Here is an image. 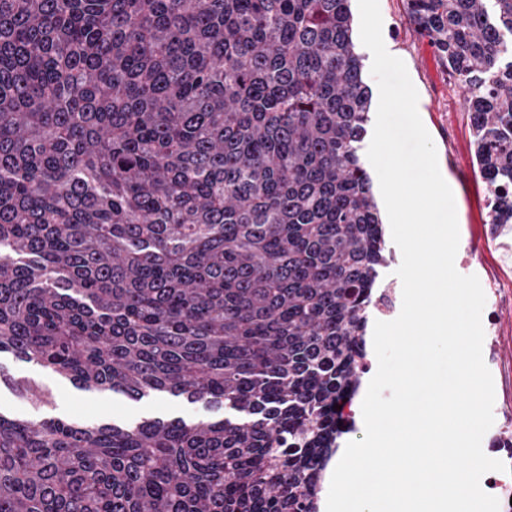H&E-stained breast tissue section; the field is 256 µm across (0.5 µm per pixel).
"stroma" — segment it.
Instances as JSON below:
<instances>
[{"label": "stroma", "mask_w": 512, "mask_h": 512, "mask_svg": "<svg viewBox=\"0 0 512 512\" xmlns=\"http://www.w3.org/2000/svg\"><path fill=\"white\" fill-rule=\"evenodd\" d=\"M383 40L387 51L406 65L418 92V112L437 150L439 168L448 175L454 194L459 247L457 271L477 276L486 296L485 308L495 323L484 328L483 359L495 389V425L512 418V224L488 222V199L475 159L474 131L464 101V90L450 77L426 38L421 37L403 0H379ZM29 378L54 395V403L38 406L18 396L0 381V413L40 421L60 418L80 424L108 419L132 427L154 418L187 421L223 418V411L166 393H150L134 401L112 392H90L73 387L50 371L0 353V374Z\"/></svg>", "instance_id": "stroma-1"}]
</instances>
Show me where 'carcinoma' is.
<instances>
[{
	"label": "carcinoma",
	"instance_id": "cac0c4a2",
	"mask_svg": "<svg viewBox=\"0 0 512 512\" xmlns=\"http://www.w3.org/2000/svg\"><path fill=\"white\" fill-rule=\"evenodd\" d=\"M349 2L0 0V352L224 410L0 413V512H319L386 263ZM405 3L512 224V0Z\"/></svg>",
	"mask_w": 512,
	"mask_h": 512
}]
</instances>
